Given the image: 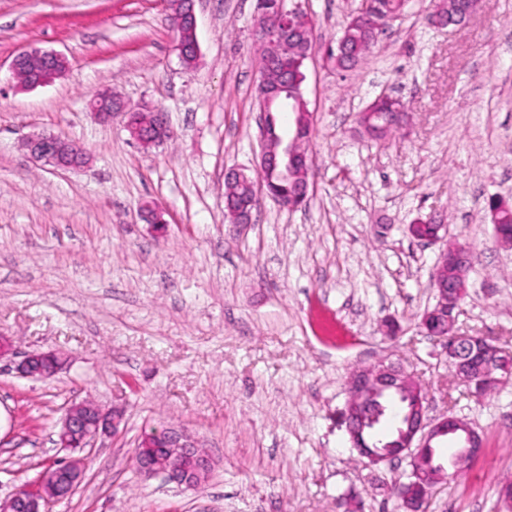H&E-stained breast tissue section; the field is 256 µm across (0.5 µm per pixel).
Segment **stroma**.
<instances>
[{
	"label": "stroma",
	"mask_w": 512,
	"mask_h": 512,
	"mask_svg": "<svg viewBox=\"0 0 512 512\" xmlns=\"http://www.w3.org/2000/svg\"><path fill=\"white\" fill-rule=\"evenodd\" d=\"M438 0H409L351 71L324 58L359 0H305L316 22L304 63L315 115L306 207L260 197L253 221L224 217V172L260 153L255 0H196L200 60L185 68L164 0H0V335L18 353L62 349L55 379L0 361V494L61 459L56 424L71 401L125 406L123 432L83 452L84 480L53 512H396L386 489L407 460L367 464L341 414L352 370L391 361L420 380L428 419L456 416L483 454L433 489L428 512H507L512 381L478 400L420 328L442 243L408 231L440 212L476 252L460 332L512 350V248L485 219L512 195V0H482L462 29L437 28ZM63 53L66 76L22 91L21 50ZM109 88L148 100L173 136L144 150L122 118L88 99ZM400 97L408 128L374 140L358 112ZM50 131L91 163L55 171L19 142ZM153 203L164 226L144 223ZM180 426L214 463L180 489L133 459L144 429Z\"/></svg>",
	"instance_id": "35a3bbf8"
}]
</instances>
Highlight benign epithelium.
<instances>
[{"instance_id":"7a95c632","label":"benign epithelium","mask_w":512,"mask_h":512,"mask_svg":"<svg viewBox=\"0 0 512 512\" xmlns=\"http://www.w3.org/2000/svg\"><path fill=\"white\" fill-rule=\"evenodd\" d=\"M257 10L263 19L271 22L263 48L267 57L275 59L286 46L285 34L296 30L292 17L304 12V9L301 3L296 2L290 9L272 15L259 2ZM171 20L176 49L179 50L186 27L196 28L194 0H185L179 11L171 14ZM32 59L53 69L55 75H64L63 54L36 48L25 49L14 57L12 73L18 74L20 65ZM304 80V74L291 77L286 68L277 70L274 75L264 73L260 76V82L266 89L260 104L261 121H266L270 106L277 102L284 110L296 114L293 136L272 134L267 125H262L258 165L251 170L231 168L225 173V182L233 183L237 179L249 178V172H254V178L249 179L256 197L269 193V184L274 177L291 181L295 189L291 200L274 198L278 205L290 210L298 208L297 201L305 197L309 189L307 155L302 143L314 129V113L307 111L302 91ZM87 107L101 121H107L116 114L126 116V128L132 139L144 147L163 144L171 132L160 108L148 102L131 106L112 96L107 88L97 91L88 100ZM22 145L33 160L58 169L78 168L87 162L84 148L54 134L28 136ZM225 216L232 224H250L253 210L251 204L231 195L225 197ZM472 258L473 249L457 241L441 251L433 279L436 303L424 314L421 327L426 334L442 342L448 362L454 367L457 382L464 385L470 395L483 398L491 384L501 382V378L497 377V368L503 359L512 355V351L488 341L484 336L462 335L456 327L458 303L469 287ZM67 362L68 357L60 350L30 352L14 362V371L22 378L49 380ZM384 391L407 394L412 418L411 428L403 432L395 447L389 450L378 448L367 438L364 429L363 408L366 400ZM426 403V393L421 384L392 363L382 361L377 369L359 371L348 380L344 420L351 447L360 458L372 465L400 457L409 459L410 474L396 496L398 508L403 512H426L428 490L466 469L483 452L482 437L467 423L453 416H445L434 423L427 421ZM125 413L123 407L94 404L86 400L70 403L55 440L56 446L68 452V456L44 468L37 480L26 489L1 500L0 512H51L56 502L71 496L83 481L84 462L78 452L93 446L100 437L118 434L125 421ZM152 436L153 433L146 432L137 442L134 461L138 472L146 477L161 476L166 482L180 487L198 488L213 467L211 457L198 440L181 427H167L162 436L163 453L160 454L151 451L154 447ZM448 436L456 437L462 443V448L448 462L430 466L428 449L437 447Z\"/></svg>"}]
</instances>
